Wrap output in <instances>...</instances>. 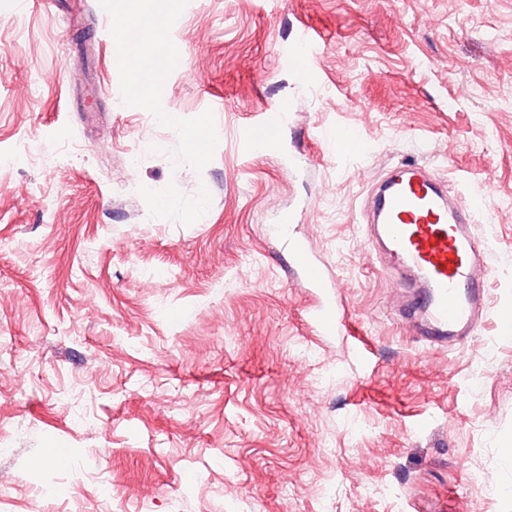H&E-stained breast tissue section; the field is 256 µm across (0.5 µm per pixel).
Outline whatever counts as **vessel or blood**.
Wrapping results in <instances>:
<instances>
[{"label": "vessel or blood", "mask_w": 512, "mask_h": 512, "mask_svg": "<svg viewBox=\"0 0 512 512\" xmlns=\"http://www.w3.org/2000/svg\"><path fill=\"white\" fill-rule=\"evenodd\" d=\"M319 47L309 29L299 32L290 55L299 78L312 77L310 56ZM288 121V105L280 103L258 115L243 131L255 148L276 140ZM338 154L352 157L364 150L355 133L333 138ZM367 240L381 264L398 274L400 310L421 341L444 348L471 340L488 311L492 268L489 246L473 224V211L428 170L411 166L389 174L371 189L366 203ZM289 269L322 293L315 314L321 328L347 326L341 299L327 293L322 267L304 244L289 239Z\"/></svg>", "instance_id": "b4317fda"}]
</instances>
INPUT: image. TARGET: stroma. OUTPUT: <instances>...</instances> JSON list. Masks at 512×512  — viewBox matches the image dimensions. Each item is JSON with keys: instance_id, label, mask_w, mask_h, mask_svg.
Listing matches in <instances>:
<instances>
[{"instance_id": "35a3bbf8", "label": "stroma", "mask_w": 512, "mask_h": 512, "mask_svg": "<svg viewBox=\"0 0 512 512\" xmlns=\"http://www.w3.org/2000/svg\"><path fill=\"white\" fill-rule=\"evenodd\" d=\"M4 2L0 512H321L328 486L340 512H512V334L426 348L361 222L373 181L429 165L477 202L490 311L512 308V0H183L138 105L97 39L115 0ZM305 27L308 83L288 63ZM281 100L254 152L243 125ZM336 129L365 155L336 156ZM284 222L350 329L314 323Z\"/></svg>"}]
</instances>
